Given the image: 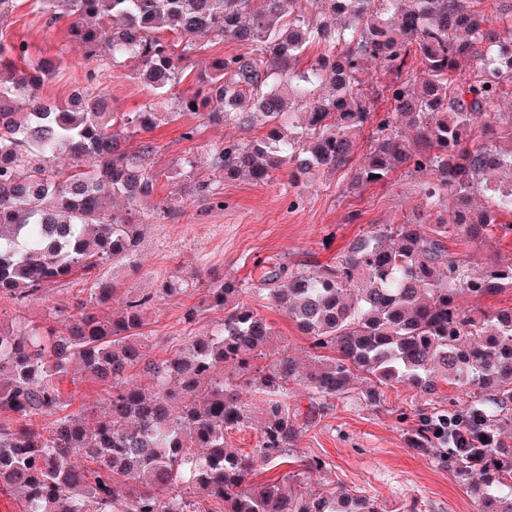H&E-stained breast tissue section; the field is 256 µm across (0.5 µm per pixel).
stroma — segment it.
I'll use <instances>...</instances> for the list:
<instances>
[{"instance_id":"1","label":"stroma","mask_w":512,"mask_h":512,"mask_svg":"<svg viewBox=\"0 0 512 512\" xmlns=\"http://www.w3.org/2000/svg\"><path fill=\"white\" fill-rule=\"evenodd\" d=\"M68 19L48 24L35 0H14L12 12L0 21V42L26 44L31 57H61L68 68L43 84V100L61 104L86 84L81 46L68 33ZM189 54L184 80L172 96L195 90L210 61L243 53L229 38H198ZM101 89L115 112H136L148 104L150 92L121 64L101 68ZM193 139H183L185 129ZM235 126L213 125L191 113L149 132L158 151L152 157L159 177L150 201L141 203L142 236L132 264L104 266L100 274L113 280L117 297L141 294L150 299L146 310V354L161 360L180 350L187 336L220 323L224 313L201 310L187 321L189 308L205 297L193 273L235 279L248 292L246 301L273 329V345L301 357L308 342L262 292V279L274 264L294 271L314 272L336 263L355 238L381 224H396L423 209V175L401 169L387 183L350 189V175L337 170L320 173L314 181L290 184L286 173L264 183L225 179L210 161V149L227 139H240ZM193 160L194 174L210 180L220 191L221 206L194 197L188 179L178 177L184 160ZM181 284L180 292L165 293L167 282ZM93 279L73 275L25 303L0 301V325L15 318L42 325L51 309L65 305L77 310L88 300ZM420 403L405 386L387 389L384 402L371 406L361 398L340 399L334 410L304 428L297 441L301 455L324 462L322 472L308 474L304 490H322L327 483L374 497L383 512H476L468 482L406 445L407 425L400 413H414Z\"/></svg>"}]
</instances>
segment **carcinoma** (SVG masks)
<instances>
[{
	"label": "carcinoma",
	"instance_id": "carcinoma-1",
	"mask_svg": "<svg viewBox=\"0 0 512 512\" xmlns=\"http://www.w3.org/2000/svg\"><path fill=\"white\" fill-rule=\"evenodd\" d=\"M49 23L71 18L70 37L92 67L88 87L68 105L42 100L44 82L68 68L61 58L28 61L24 48L0 43V300L22 301L108 262L127 264L139 243L130 214L151 197L155 143L131 141L185 112L234 124L257 137L212 151L224 178L267 181L288 170L297 184L320 170L346 169L353 188L382 183L406 168L429 176L418 218L381 224L352 241L342 258L314 274L282 264L263 279L276 307L310 341L308 364L284 348L265 356L272 328L240 299L243 284L207 281L205 302L224 312L210 331L188 337L173 356L142 362L147 300L127 297L105 317L57 311L53 324L0 329V489L21 494L22 512H199L171 491L184 484L210 512H381L376 500L334 487L305 495L293 474L248 485L254 459L224 447V432L251 420L241 393L263 395L253 454L268 463L298 452L302 429L365 381V402L384 388L416 390L424 407L406 429L410 450L469 476L466 452L448 433L460 428L487 443L478 512H512V306L469 310L464 298L512 294V260L476 262L488 242L512 238V116L498 104L512 95L481 73L460 81L461 64L498 68L512 48L484 27L485 0H40ZM173 34L172 39L163 32ZM231 38L243 54L220 58L199 76L177 110L162 97L182 82L196 39ZM324 53L307 58L313 46ZM133 64L155 96L140 112L111 111L98 62ZM419 69L413 70L412 57ZM389 78L381 92L391 111L376 115L361 80L366 61ZM303 125L287 123L293 104ZM372 126L369 149L354 164L357 141ZM67 154L70 170L48 167ZM181 174L194 194L214 201L215 185ZM120 197L127 215L109 213ZM451 210L452 223L441 210ZM456 247H451V244ZM268 358L265 365L258 360ZM144 364L156 378L147 392L128 371ZM108 387L101 410L70 409L61 383L75 368ZM441 377L460 393L456 409L432 395ZM303 391L306 409L295 401ZM55 416L49 430L38 416Z\"/></svg>",
	"mask_w": 512,
	"mask_h": 512
}]
</instances>
